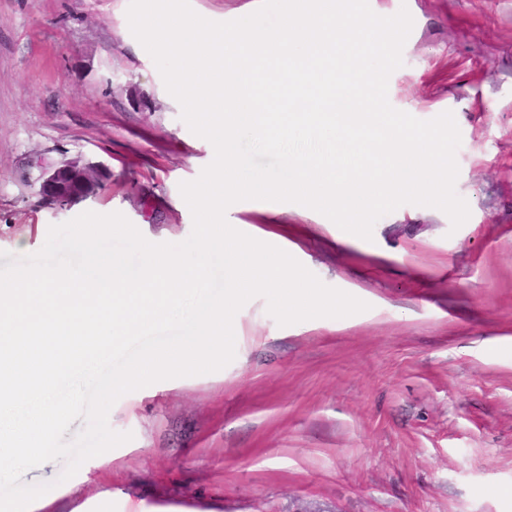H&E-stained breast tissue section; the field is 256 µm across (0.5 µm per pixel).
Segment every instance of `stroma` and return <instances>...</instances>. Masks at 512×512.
I'll use <instances>...</instances> for the list:
<instances>
[{"label":"stroma","instance_id":"stroma-1","mask_svg":"<svg viewBox=\"0 0 512 512\" xmlns=\"http://www.w3.org/2000/svg\"><path fill=\"white\" fill-rule=\"evenodd\" d=\"M414 25L390 104L452 112L455 191L470 209L406 204L372 240L323 214L244 200L226 218L265 234L367 311L279 326L265 298L233 322L219 371L153 383L111 408L130 441L28 470L57 482L41 512H512V0H369ZM129 0H0V251L50 226L119 212L154 243L193 229L179 185L213 160L130 31ZM63 150L107 165L97 194L58 210L27 160Z\"/></svg>","mask_w":512,"mask_h":512}]
</instances>
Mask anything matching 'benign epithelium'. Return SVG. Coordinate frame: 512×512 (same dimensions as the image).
Masks as SVG:
<instances>
[{
  "label": "benign epithelium",
  "mask_w": 512,
  "mask_h": 512,
  "mask_svg": "<svg viewBox=\"0 0 512 512\" xmlns=\"http://www.w3.org/2000/svg\"><path fill=\"white\" fill-rule=\"evenodd\" d=\"M30 179L39 195L60 210H66L94 195L104 181L106 169L81 155L53 159L34 153L29 161Z\"/></svg>",
  "instance_id": "obj_1"
}]
</instances>
